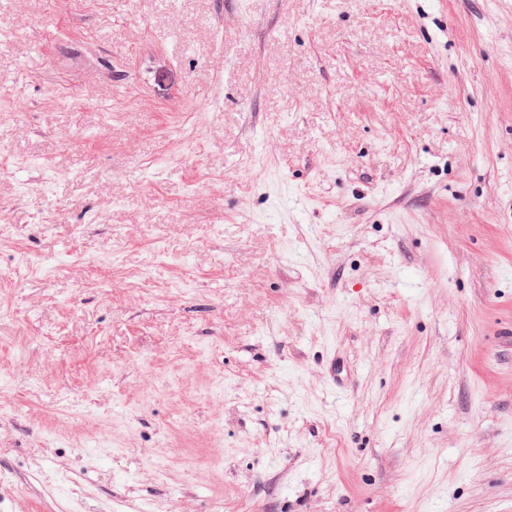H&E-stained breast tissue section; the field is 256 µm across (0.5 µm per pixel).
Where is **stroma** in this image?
I'll return each mask as SVG.
<instances>
[{
  "mask_svg": "<svg viewBox=\"0 0 512 512\" xmlns=\"http://www.w3.org/2000/svg\"><path fill=\"white\" fill-rule=\"evenodd\" d=\"M0 145V512H512V0H0Z\"/></svg>",
  "mask_w": 512,
  "mask_h": 512,
  "instance_id": "1",
  "label": "stroma"
}]
</instances>
